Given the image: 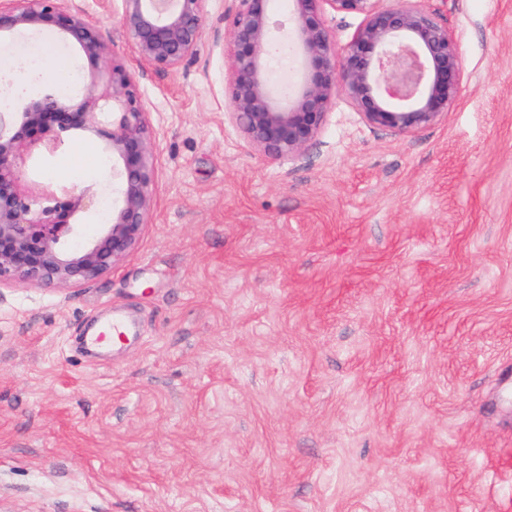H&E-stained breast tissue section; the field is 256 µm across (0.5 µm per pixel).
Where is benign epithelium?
I'll use <instances>...</instances> for the list:
<instances>
[{
  "instance_id": "benign-epithelium-1",
  "label": "benign epithelium",
  "mask_w": 512,
  "mask_h": 512,
  "mask_svg": "<svg viewBox=\"0 0 512 512\" xmlns=\"http://www.w3.org/2000/svg\"><path fill=\"white\" fill-rule=\"evenodd\" d=\"M205 0H121L131 53L140 65L175 71L203 33ZM228 15L227 117L261 155L301 154L318 136L332 98L344 93L371 127L414 134L448 118L462 84L457 39L425 0L383 8L380 0H293L287 38L299 65L289 90L272 85L267 62L277 38L268 0H235ZM362 22L341 52L327 11ZM53 28L85 58L92 78L78 97L47 91L0 113V288H78L135 248L148 223L154 161L148 112L121 63L101 67L108 50L96 25L66 0H0V45L19 29ZM93 136L112 160L106 223L86 233L93 201L64 190L45 196L22 188L28 145Z\"/></svg>"
}]
</instances>
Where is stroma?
Segmentation results:
<instances>
[{"instance_id":"stroma-1","label":"stroma","mask_w":512,"mask_h":512,"mask_svg":"<svg viewBox=\"0 0 512 512\" xmlns=\"http://www.w3.org/2000/svg\"><path fill=\"white\" fill-rule=\"evenodd\" d=\"M76 3L132 68L155 191L111 273L0 288V512H512V0H429L462 56L447 121L382 131L339 95L276 160L224 116L233 0L175 71L135 65L119 0ZM72 74L19 30L0 91ZM96 146L33 145L23 186L109 202ZM116 309L137 337L86 350Z\"/></svg>"}]
</instances>
